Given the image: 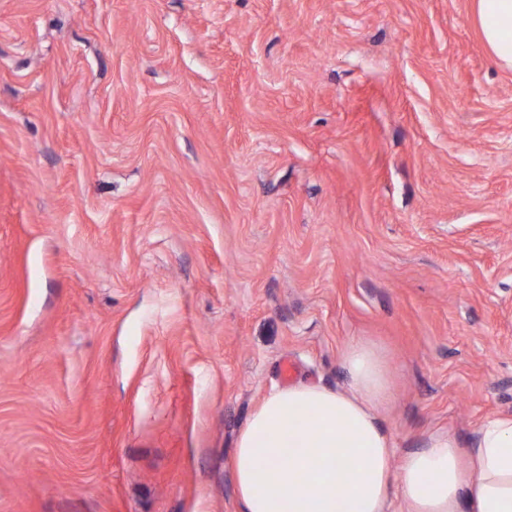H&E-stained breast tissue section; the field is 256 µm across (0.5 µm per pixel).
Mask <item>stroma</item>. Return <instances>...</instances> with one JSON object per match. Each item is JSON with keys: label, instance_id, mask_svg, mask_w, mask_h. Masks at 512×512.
<instances>
[{"label": "stroma", "instance_id": "35a3bbf8", "mask_svg": "<svg viewBox=\"0 0 512 512\" xmlns=\"http://www.w3.org/2000/svg\"><path fill=\"white\" fill-rule=\"evenodd\" d=\"M512 416V70L472 0H0V512H236L271 392Z\"/></svg>", "mask_w": 512, "mask_h": 512}]
</instances>
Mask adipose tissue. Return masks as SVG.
<instances>
[{
	"instance_id": "1",
	"label": "adipose tissue",
	"mask_w": 512,
	"mask_h": 512,
	"mask_svg": "<svg viewBox=\"0 0 512 512\" xmlns=\"http://www.w3.org/2000/svg\"><path fill=\"white\" fill-rule=\"evenodd\" d=\"M489 53L512 69V0H473ZM348 391L298 385L269 394L231 460L240 512H512V417L484 422L468 444L428 435L393 466L381 410L393 398L386 361L367 343L341 358Z\"/></svg>"
}]
</instances>
